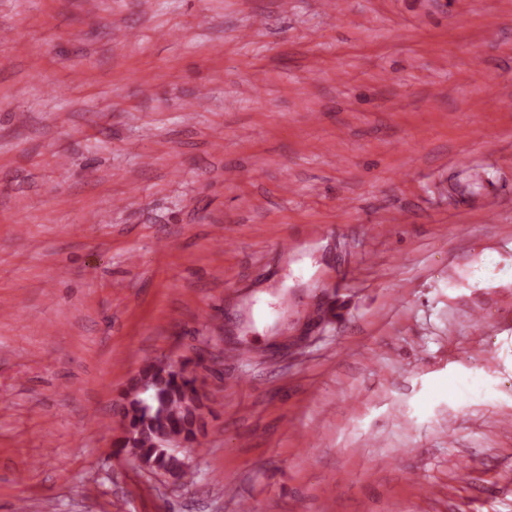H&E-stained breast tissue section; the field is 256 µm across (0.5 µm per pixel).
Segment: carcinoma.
I'll list each match as a JSON object with an SVG mask.
<instances>
[{
	"label": "carcinoma",
	"instance_id": "cac0c4a2",
	"mask_svg": "<svg viewBox=\"0 0 512 512\" xmlns=\"http://www.w3.org/2000/svg\"><path fill=\"white\" fill-rule=\"evenodd\" d=\"M194 379L195 370L186 362L175 368L149 360L123 391L119 405L125 430L116 441L117 451L155 472H178L184 485L193 483L194 471L183 467L172 445L193 446L203 427L202 396L188 390Z\"/></svg>",
	"mask_w": 512,
	"mask_h": 512
}]
</instances>
